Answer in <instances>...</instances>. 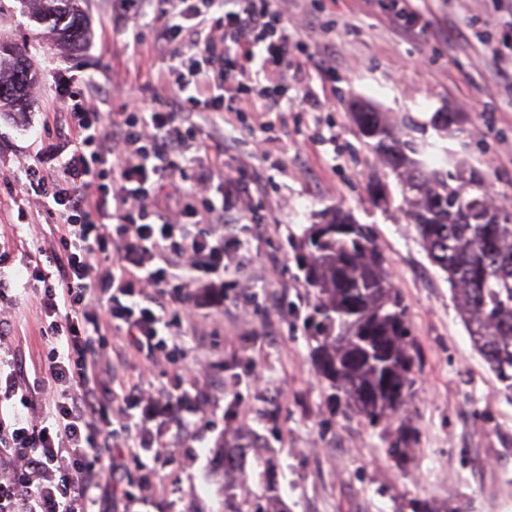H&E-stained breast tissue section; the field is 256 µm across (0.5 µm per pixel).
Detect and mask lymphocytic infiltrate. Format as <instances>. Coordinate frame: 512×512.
<instances>
[{
    "label": "lymphocytic infiltrate",
    "instance_id": "obj_1",
    "mask_svg": "<svg viewBox=\"0 0 512 512\" xmlns=\"http://www.w3.org/2000/svg\"><path fill=\"white\" fill-rule=\"evenodd\" d=\"M151 1L154 43L169 51L176 75L168 109L94 111L89 77L64 71L65 155L54 168L29 166L22 184L57 219L62 251L31 275L47 376L29 378L22 358L0 354V512H111L117 495L122 512H137L155 477L141 479L140 494L123 490L128 460L161 455L204 411L186 373L165 388L125 385L113 402L101 389L91 338L114 330L146 360L170 359L166 338L182 315L196 314L201 297L223 296L225 271L243 267L245 227L225 223L224 212L239 208L250 187L230 179L226 208L210 202L214 166L198 157L199 118L241 114L242 101L255 95L276 104L290 48L271 0ZM259 47V69L246 70ZM173 156L188 167L170 164ZM96 255L108 264L100 273ZM98 292L108 297L102 314L92 305ZM39 401L44 417H26Z\"/></svg>",
    "mask_w": 512,
    "mask_h": 512
}]
</instances>
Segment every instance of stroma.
I'll return each mask as SVG.
<instances>
[{
  "label": "stroma",
  "mask_w": 512,
  "mask_h": 512,
  "mask_svg": "<svg viewBox=\"0 0 512 512\" xmlns=\"http://www.w3.org/2000/svg\"><path fill=\"white\" fill-rule=\"evenodd\" d=\"M273 6L293 46L277 111L251 100L241 124L214 112L201 136V160L223 158L225 175L262 185L251 211L224 215L252 230L240 285L205 302L183 327L175 361L154 365L131 354L121 368L122 382L169 386L183 365L203 362L208 405L168 463L155 465L145 453L129 464L127 488L154 469L144 512H230L217 449L241 436L268 448L287 512H412L415 501L438 512H512V399L473 349L395 176L352 119L353 103L371 106L410 133L424 166L476 168L491 196L512 202V16L494 12L490 0H413L428 28L409 36L365 0ZM84 8L91 38L66 53L18 0H0V36L26 45L38 71L26 116L0 115V275L14 295L0 307V323L7 347L40 376L47 341L38 308L22 295L20 259L61 245L55 220L19 188L27 167L49 160L66 136L60 75L83 70L92 105L112 113L133 99L156 107L169 81L166 52L153 47L149 26L132 29L120 0H86ZM135 31L143 40L137 56L124 49ZM479 32L508 61L494 64ZM443 112L454 119L447 132L436 123ZM336 208L371 226L419 355L404 406L375 426L330 400L302 330L310 294L292 244ZM407 427L414 432L407 452L393 458L389 448Z\"/></svg>",
  "instance_id": "stroma-1"
}]
</instances>
